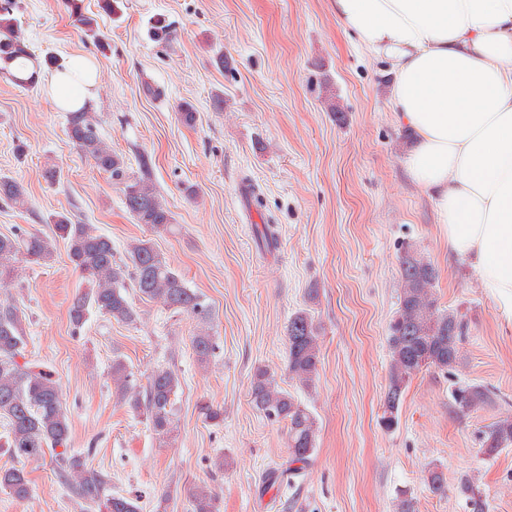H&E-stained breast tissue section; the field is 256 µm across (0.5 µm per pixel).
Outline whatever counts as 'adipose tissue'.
Instances as JSON below:
<instances>
[{"instance_id":"1","label":"adipose tissue","mask_w":512,"mask_h":512,"mask_svg":"<svg viewBox=\"0 0 512 512\" xmlns=\"http://www.w3.org/2000/svg\"><path fill=\"white\" fill-rule=\"evenodd\" d=\"M342 29L385 66L410 135L403 165L435 204L449 256L512 316V0H330ZM76 56L49 76L66 110L93 97Z\"/></svg>"}]
</instances>
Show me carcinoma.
Returning a JSON list of instances; mask_svg holds the SVG:
<instances>
[{
	"instance_id": "obj_1",
	"label": "carcinoma",
	"mask_w": 512,
	"mask_h": 512,
	"mask_svg": "<svg viewBox=\"0 0 512 512\" xmlns=\"http://www.w3.org/2000/svg\"><path fill=\"white\" fill-rule=\"evenodd\" d=\"M18 0H0V78L18 87L35 83L39 69L55 70L62 60L46 56L38 61L31 53L15 17ZM66 133L83 156L98 170L122 186L124 203L138 224L156 232H169L172 213L149 178L129 173L126 161L100 136L98 121L86 108L67 112ZM0 201L14 207L25 205L23 186L9 177H0ZM51 237L18 230L0 235V286L14 282L22 264L47 265L53 260L57 241L67 245L68 258L86 284L70 309L74 332L83 328L90 311L118 323L134 324L139 319L130 292L188 315L196 322L192 349L200 364L206 365L216 350L211 333V308L200 295L188 288L182 275L171 267L153 244L137 240L127 249L124 261L115 258L112 240L91 224H75L65 213L51 217ZM398 308L389 325V381L385 395L384 423L398 424L402 396L412 379L425 367L455 375L461 359L463 324L457 312L442 309L433 292L437 270L412 243L403 245L400 255ZM26 341L16 307L0 301V419L7 425L3 447L19 460L39 459L46 451L56 452L60 474L72 497L94 504L102 512H139L135 499L112 493L109 479L89 469L79 458L65 455L70 441V423L60 390L51 371L26 359ZM320 362L319 333L313 318L296 313L288 322V374L304 389L314 386ZM112 385L118 401L143 411L156 437L164 442L174 438L175 397L178 375L169 367H158L147 377V385L134 382L132 372L120 358L112 359ZM457 409L477 410L488 398L486 390L469 382H457L451 390ZM251 398L254 408L267 419L286 422L291 466L289 478L301 475L316 451L317 431L312 413L295 396L280 387L268 370L253 375ZM512 445V416H502L482 439V451L495 455ZM427 484L435 494L447 490L442 471H428ZM0 490L17 500L30 494V483L23 470L0 469ZM471 512H485L477 486L461 488ZM191 512H219L210 490L197 488L191 495Z\"/></svg>"
}]
</instances>
